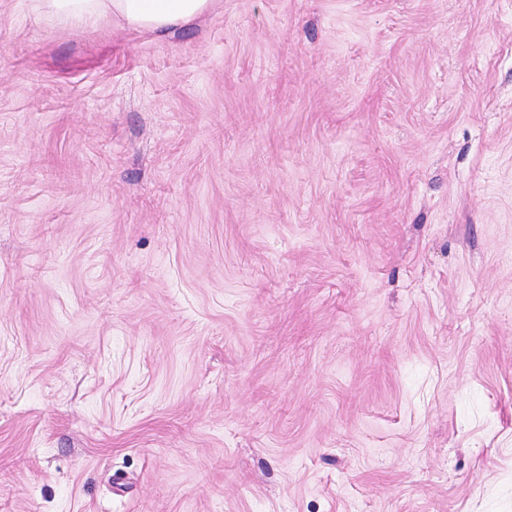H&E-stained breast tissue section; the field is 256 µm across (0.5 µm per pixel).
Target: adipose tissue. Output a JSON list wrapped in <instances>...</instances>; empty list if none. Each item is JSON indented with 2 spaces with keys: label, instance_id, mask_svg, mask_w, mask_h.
I'll return each mask as SVG.
<instances>
[{
  "label": "adipose tissue",
  "instance_id": "obj_1",
  "mask_svg": "<svg viewBox=\"0 0 512 512\" xmlns=\"http://www.w3.org/2000/svg\"><path fill=\"white\" fill-rule=\"evenodd\" d=\"M214 0H35L40 14L70 28L103 22L164 38L201 19Z\"/></svg>",
  "mask_w": 512,
  "mask_h": 512
}]
</instances>
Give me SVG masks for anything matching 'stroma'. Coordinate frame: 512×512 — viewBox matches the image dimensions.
Listing matches in <instances>:
<instances>
[{"mask_svg": "<svg viewBox=\"0 0 512 512\" xmlns=\"http://www.w3.org/2000/svg\"><path fill=\"white\" fill-rule=\"evenodd\" d=\"M0 0V512H512V0ZM40 14L74 29L115 22L157 38L201 19L215 0H34Z\"/></svg>", "mask_w": 512, "mask_h": 512, "instance_id": "obj_1", "label": "stroma"}]
</instances>
